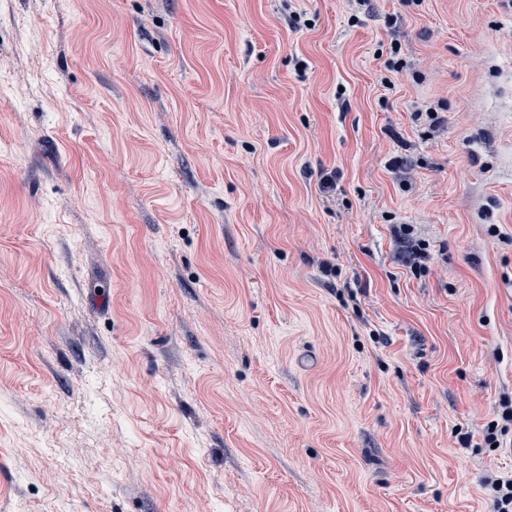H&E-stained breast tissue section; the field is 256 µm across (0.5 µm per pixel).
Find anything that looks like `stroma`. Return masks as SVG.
I'll list each match as a JSON object with an SVG mask.
<instances>
[{
	"mask_svg": "<svg viewBox=\"0 0 512 512\" xmlns=\"http://www.w3.org/2000/svg\"><path fill=\"white\" fill-rule=\"evenodd\" d=\"M506 395L512 0H0V512H494Z\"/></svg>",
	"mask_w": 512,
	"mask_h": 512,
	"instance_id": "1",
	"label": "stroma"
}]
</instances>
